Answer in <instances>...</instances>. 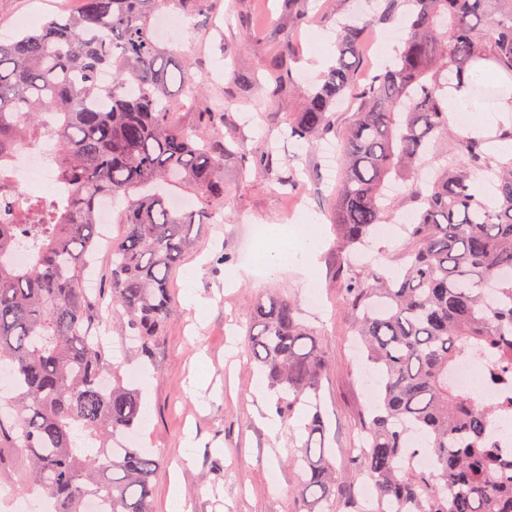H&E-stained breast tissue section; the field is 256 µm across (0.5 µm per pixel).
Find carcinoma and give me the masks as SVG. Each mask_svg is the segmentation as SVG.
I'll use <instances>...</instances> for the list:
<instances>
[{
  "instance_id": "obj_1",
  "label": "carcinoma",
  "mask_w": 512,
  "mask_h": 512,
  "mask_svg": "<svg viewBox=\"0 0 512 512\" xmlns=\"http://www.w3.org/2000/svg\"><path fill=\"white\" fill-rule=\"evenodd\" d=\"M73 11L0 41V363L15 394L0 422L28 456V485L52 512H152L161 460L133 442L141 391L120 378L93 333L99 301L83 287L100 237L97 212L121 198L112 239L111 322L129 329L137 351L153 345L177 314L171 280L194 243L195 224L224 223V164L234 157L281 185L290 177L264 140L215 135L224 112L171 49L152 35L162 9L189 0H76ZM379 19L400 26L402 46L385 69L356 82L368 22L339 24L336 62L280 135L298 144L328 136L340 146L331 200L341 256L344 310L380 376L360 425L366 451L353 457L378 504L392 512H512V458L489 447L495 413L457 389L450 374L472 350H492L512 373V126L488 140L451 123L448 92L467 88L512 107V0H379ZM353 102L344 124L336 104ZM200 110L183 127L184 99ZM48 138L59 191L26 195L11 161L21 146ZM489 180L496 200L473 190ZM400 181L415 205L404 265L390 273L358 268L346 256L379 224L393 221L388 190ZM191 193L196 207L176 211L168 197ZM26 243L30 261L14 265ZM250 359L276 390V411L312 408L300 453L296 496L304 512H363L340 483L326 450L320 408L326 362L297 305L260 296L247 329ZM424 439L432 472L404 469L410 440Z\"/></svg>"
}]
</instances>
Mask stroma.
Segmentation results:
<instances>
[{
	"mask_svg": "<svg viewBox=\"0 0 512 512\" xmlns=\"http://www.w3.org/2000/svg\"><path fill=\"white\" fill-rule=\"evenodd\" d=\"M361 0H223L221 12L191 13L192 41L175 46V58L189 63L206 94L224 102L225 136L245 135L252 144L277 139L278 156L298 180L296 194L268 180L242 175L237 161L224 166V222L197 224L193 249L174 277L173 295L180 303L154 349L143 360L126 343L121 327L112 329V358L120 375L133 381L136 371L150 377L151 402L144 410L148 446L161 460L155 477L154 512H166L170 477L179 474L190 512H301L294 493L298 471L288 463L290 446L301 440L304 427L284 422L270 435L263 421L264 404L276 401L267 391L257 401L254 390L264 378L245 354V332L256 298L264 293L294 300L317 332L327 367L322 379V411L329 423L330 455L345 485L359 488L366 476L351 461L348 450L369 411L367 394L378 377L367 371L355 345L352 323L343 310V293L336 281L338 235L329 220V196L336 164L325 146L298 147L277 135L293 113L302 111L303 89L321 81L316 58L335 60L336 23L355 13ZM59 0H0V35L11 36L21 23H37ZM304 15L295 27L294 15ZM261 28V40L240 45L239 33ZM280 57L296 81L291 89L272 95L270 60ZM252 113L245 124L244 113ZM316 216L323 233L320 275L309 288L302 269L266 271L252 267L257 224H300ZM234 258L232 266L216 264L215 251ZM241 270L234 287H227L228 269ZM207 302L205 311L184 305L186 289ZM321 302L308 304L311 291ZM194 436V463L184 466L187 436Z\"/></svg>",
	"mask_w": 512,
	"mask_h": 512,
	"instance_id": "stroma-1",
	"label": "stroma"
}]
</instances>
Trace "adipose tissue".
<instances>
[{
  "instance_id": "adipose-tissue-1",
  "label": "adipose tissue",
  "mask_w": 512,
  "mask_h": 512,
  "mask_svg": "<svg viewBox=\"0 0 512 512\" xmlns=\"http://www.w3.org/2000/svg\"><path fill=\"white\" fill-rule=\"evenodd\" d=\"M448 110L464 114L466 127L476 133L489 132L497 125L500 115L497 107L471 100L467 91L456 90L448 96ZM321 231L314 220L295 229L278 224L266 228V242L251 258L252 266L274 270L294 266L304 270L308 282H315L318 272V254L321 250Z\"/></svg>"
}]
</instances>
